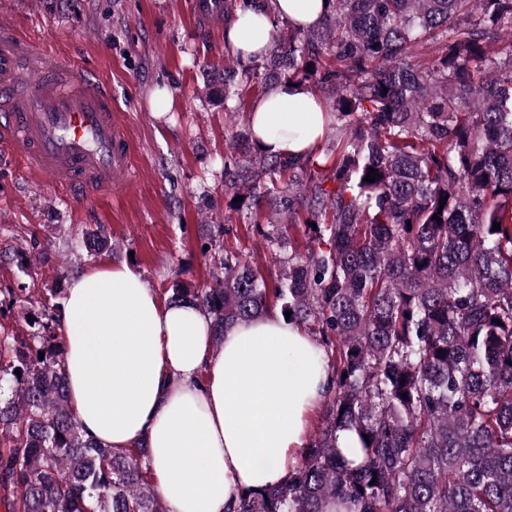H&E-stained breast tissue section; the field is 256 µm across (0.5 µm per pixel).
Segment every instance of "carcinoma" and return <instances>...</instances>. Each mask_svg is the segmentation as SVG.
Listing matches in <instances>:
<instances>
[{
	"label": "carcinoma",
	"instance_id": "cac0c4a2",
	"mask_svg": "<svg viewBox=\"0 0 512 512\" xmlns=\"http://www.w3.org/2000/svg\"><path fill=\"white\" fill-rule=\"evenodd\" d=\"M330 2L224 70L238 108L284 70L336 116L317 157L238 139L224 157L225 190L304 225V250L273 288L227 251L222 275L168 298L212 318L217 348L224 327L289 311L333 377L292 475L238 490L233 512H512V41L490 52L512 0ZM23 292L0 302L33 321L0 336L5 512H168L148 446L103 447L74 417L61 291Z\"/></svg>",
	"mask_w": 512,
	"mask_h": 512
}]
</instances>
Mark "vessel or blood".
I'll return each instance as SVG.
<instances>
[{
  "mask_svg": "<svg viewBox=\"0 0 512 512\" xmlns=\"http://www.w3.org/2000/svg\"><path fill=\"white\" fill-rule=\"evenodd\" d=\"M0 153L79 204L136 178L132 144L99 76L0 18Z\"/></svg>",
  "mask_w": 512,
  "mask_h": 512,
  "instance_id": "vessel-or-blood-1",
  "label": "vessel or blood"
}]
</instances>
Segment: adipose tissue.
<instances>
[{
    "label": "adipose tissue",
    "mask_w": 512,
    "mask_h": 512,
    "mask_svg": "<svg viewBox=\"0 0 512 512\" xmlns=\"http://www.w3.org/2000/svg\"><path fill=\"white\" fill-rule=\"evenodd\" d=\"M326 0H266L224 29L232 52L269 46L276 20L313 26ZM258 147L310 156L332 118L311 94L280 83L249 113ZM59 332L72 412L104 446L147 443L169 512H232L233 493L287 481L309 444L308 416L331 380L303 326L279 312L226 327L167 303L127 265L99 262L71 281Z\"/></svg>",
    "instance_id": "adipose-tissue-1"
}]
</instances>
